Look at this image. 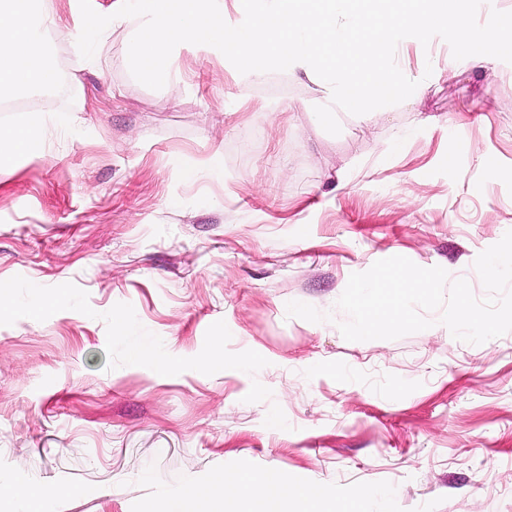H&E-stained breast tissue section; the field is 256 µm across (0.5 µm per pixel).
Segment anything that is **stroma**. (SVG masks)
<instances>
[{
  "label": "stroma",
  "instance_id": "obj_1",
  "mask_svg": "<svg viewBox=\"0 0 512 512\" xmlns=\"http://www.w3.org/2000/svg\"><path fill=\"white\" fill-rule=\"evenodd\" d=\"M49 7L72 92L0 111L73 118L0 172V512L36 489L45 512H220L185 496L220 472L316 484L330 508L512 512V332L470 344L435 311L351 342L335 306L393 256L485 297L474 262L512 230V68L400 44L421 93L367 121L338 110L333 136L320 82H240L185 49V83L153 90L124 31L91 64L69 0ZM187 159L223 180L185 183Z\"/></svg>",
  "mask_w": 512,
  "mask_h": 512
}]
</instances>
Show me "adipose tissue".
<instances>
[{"instance_id": "1", "label": "adipose tissue", "mask_w": 512, "mask_h": 512, "mask_svg": "<svg viewBox=\"0 0 512 512\" xmlns=\"http://www.w3.org/2000/svg\"><path fill=\"white\" fill-rule=\"evenodd\" d=\"M55 23L48 0H0V97L59 91L48 38ZM47 148L46 137L36 124L0 126V168L45 157ZM202 494L228 504L246 498L256 506L267 502L276 507L286 500L291 512H323L320 488H286L271 475L253 480L240 477L231 483L219 475Z\"/></svg>"}]
</instances>
